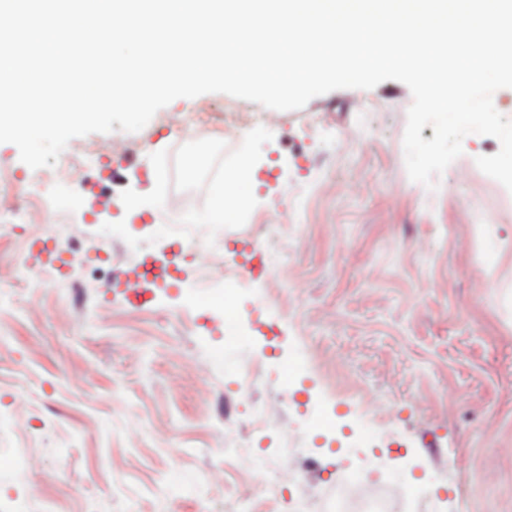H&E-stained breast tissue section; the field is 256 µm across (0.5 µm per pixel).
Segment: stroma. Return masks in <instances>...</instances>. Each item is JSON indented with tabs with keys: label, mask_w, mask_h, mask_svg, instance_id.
<instances>
[{
	"label": "stroma",
	"mask_w": 512,
	"mask_h": 512,
	"mask_svg": "<svg viewBox=\"0 0 512 512\" xmlns=\"http://www.w3.org/2000/svg\"><path fill=\"white\" fill-rule=\"evenodd\" d=\"M411 103L389 80L267 125L250 101L178 98L139 132L68 143L76 205L0 143L20 208L0 213V512H291L354 481L430 512H512V198L475 163L500 143L466 136L429 191L405 167ZM204 108L238 115L232 135L160 139ZM109 140L124 152L106 164ZM242 158L247 207L208 223ZM41 236L67 268L31 265ZM115 247L179 263L133 305L91 273ZM267 403L287 433L260 429ZM18 448L39 467L17 470Z\"/></svg>",
	"instance_id": "obj_1"
}]
</instances>
